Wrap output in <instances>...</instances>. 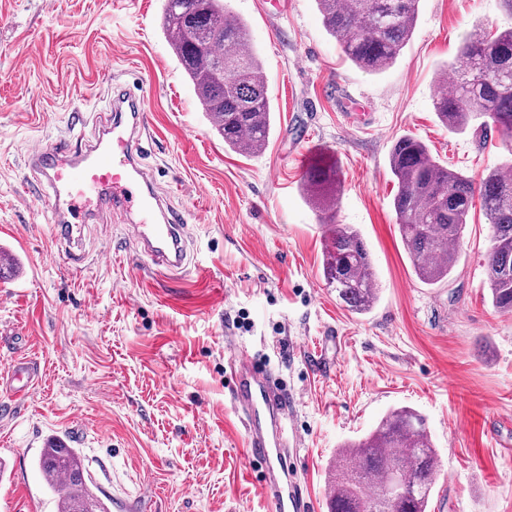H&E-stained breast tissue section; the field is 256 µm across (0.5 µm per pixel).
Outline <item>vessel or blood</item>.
I'll return each instance as SVG.
<instances>
[{"instance_id":"obj_1","label":"vessel or blood","mask_w":512,"mask_h":512,"mask_svg":"<svg viewBox=\"0 0 512 512\" xmlns=\"http://www.w3.org/2000/svg\"><path fill=\"white\" fill-rule=\"evenodd\" d=\"M144 99L140 84L120 88L93 142L75 146L62 139L31 149L24 191L47 206L54 241L62 247L74 245L76 226L103 205L134 215L126 234L137 241L158 273L171 277L187 265L191 219L159 194L152 172L142 162V133L148 122ZM231 373V395L245 428L246 454L262 468L260 496L274 512H309L311 502L292 473L286 451L296 439L292 395L271 387V370L250 359L233 362ZM38 375L36 364L20 362L0 380V389L23 398Z\"/></svg>"}]
</instances>
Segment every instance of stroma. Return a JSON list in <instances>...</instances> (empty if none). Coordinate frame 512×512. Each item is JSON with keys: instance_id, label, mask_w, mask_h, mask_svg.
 Segmentation results:
<instances>
[{"instance_id": "stroma-1", "label": "stroma", "mask_w": 512, "mask_h": 512, "mask_svg": "<svg viewBox=\"0 0 512 512\" xmlns=\"http://www.w3.org/2000/svg\"><path fill=\"white\" fill-rule=\"evenodd\" d=\"M248 26L271 99L264 152L245 156L212 129L160 28L162 0H0V376L40 367L27 398L0 392V512H57L38 459L75 448L104 501L127 512H273L257 492L230 393L231 364H267L294 397L297 477L310 512L337 448L390 409L420 414L439 471L429 512H512V315L491 304L492 227L474 211L447 282L414 273L392 209L388 165L402 135L481 177L506 157L495 129L450 132L433 102L442 69L475 31L512 27L500 0H418L395 65L369 74L344 56L316 0H224ZM145 91L146 164L189 210L185 277L151 273L119 213L82 227L78 258L56 256L27 154L85 136L112 87ZM334 163L336 221L366 243L380 299L357 315L322 274L325 228L301 157ZM331 360L315 374L309 360Z\"/></svg>"}]
</instances>
